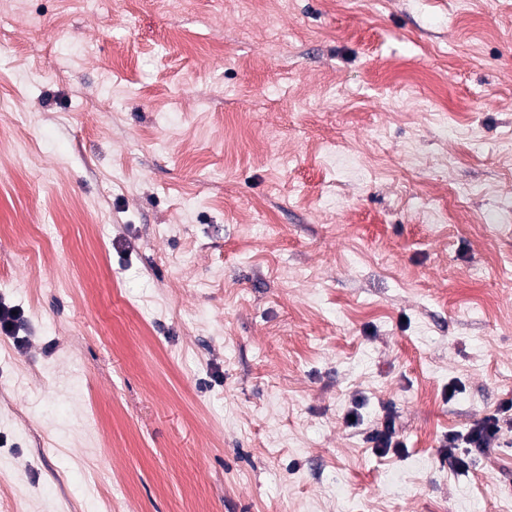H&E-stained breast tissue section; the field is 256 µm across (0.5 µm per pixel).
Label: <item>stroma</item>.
<instances>
[{
    "label": "stroma",
    "mask_w": 512,
    "mask_h": 512,
    "mask_svg": "<svg viewBox=\"0 0 512 512\" xmlns=\"http://www.w3.org/2000/svg\"><path fill=\"white\" fill-rule=\"evenodd\" d=\"M0 27V512H512V0ZM17 311V314H12ZM23 321V312L16 306H10L1 300L0 302V332L5 337L12 339L17 348H23L26 344L25 336H18ZM501 429L500 417L497 413L476 424L472 430L464 436L448 433L443 446L444 448H448L449 457L452 456L453 450L460 447L491 448L493 447L492 445L497 442ZM368 438L377 454H385L389 448H399L403 445L398 438L395 421L390 414L385 416L381 429L373 430Z\"/></svg>",
    "instance_id": "1"
}]
</instances>
